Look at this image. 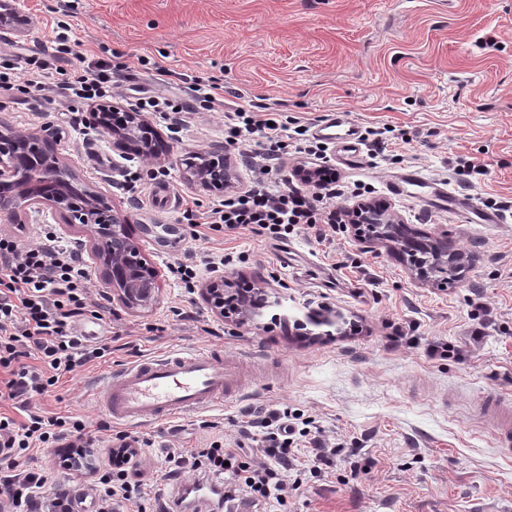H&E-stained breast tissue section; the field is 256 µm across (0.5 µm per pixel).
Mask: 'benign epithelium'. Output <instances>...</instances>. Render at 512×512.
I'll use <instances>...</instances> for the list:
<instances>
[{"instance_id":"benign-epithelium-1","label":"benign epithelium","mask_w":512,"mask_h":512,"mask_svg":"<svg viewBox=\"0 0 512 512\" xmlns=\"http://www.w3.org/2000/svg\"><path fill=\"white\" fill-rule=\"evenodd\" d=\"M100 110L112 116V124L102 127V131L112 138L114 147L125 154H137L160 167L170 160L168 149L154 146L164 140L146 113L109 103L101 105ZM180 164L189 186L212 195H222L236 188L231 163L218 150L207 154L189 152L180 159ZM73 182L72 170L58 158L46 155L43 134L19 132L0 120V219L17 224L28 207H48L67 226L81 228L89 234L90 259L108 271L104 293L113 303L130 313L151 308L157 301L156 272L143 258L138 243L128 236V216L114 209L102 193L92 187L83 188L84 203L81 211H75ZM354 211L357 218L351 228L369 247L389 243L385 233L387 225L407 228L380 206L363 204ZM447 243L445 230L434 234L411 232L412 252H428L435 258L433 267L412 265L417 280L441 286L448 284V253L443 250ZM231 284V276H218L205 283L203 295L221 317L229 314L241 324L256 322L260 314L246 301L230 310L224 308L225 296L233 292Z\"/></svg>"}]
</instances>
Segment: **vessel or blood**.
Instances as JSON below:
<instances>
[{
    "mask_svg": "<svg viewBox=\"0 0 512 512\" xmlns=\"http://www.w3.org/2000/svg\"><path fill=\"white\" fill-rule=\"evenodd\" d=\"M322 140L333 144L346 163L360 159L359 136L347 113L336 112L318 125ZM388 191L411 197L438 212L463 213L476 224H496L499 212L477 208L471 194L450 190L447 184L412 169L393 178ZM237 385L233 362L216 351L176 352L148 357L110 371L100 404L113 421L138 425L154 418L200 413L233 400Z\"/></svg>",
    "mask_w": 512,
    "mask_h": 512,
    "instance_id": "obj_1",
    "label": "vessel or blood"
}]
</instances>
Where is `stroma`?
Wrapping results in <instances>:
<instances>
[{
	"mask_svg": "<svg viewBox=\"0 0 512 512\" xmlns=\"http://www.w3.org/2000/svg\"><path fill=\"white\" fill-rule=\"evenodd\" d=\"M27 22L23 35L0 30V54L34 56L59 22L86 60L120 66L115 104L138 93L186 102L194 81L224 88V104L185 115L170 134L173 161L141 164L134 193L120 190L130 167L80 105L85 121L53 94L16 101L0 96V118L14 129H50L80 183L101 191L128 214V228L156 270L158 300L141 313L91 306L80 329L115 337L112 355L63 379L36 407L81 419L95 432L102 377L143 357L216 349L240 362L241 398L193 416L148 422L150 439L136 475L154 496L176 498L165 457L220 441L250 447L238 431L242 408L278 410L314 422L343 453L321 478L289 492L284 512H512V455L478 410L487 389L512 399V0H11ZM171 71L155 79L156 66ZM280 105L279 122L315 126L344 111L360 130L393 128L380 155L363 152L349 168L328 149L344 195L338 204L383 201L405 224L447 231L468 262L440 288L418 282L383 245L366 247L349 225L326 241L296 230L283 239L249 232L196 237L182 218L184 202L200 211L219 201L187 185L177 162L189 150L225 149L247 190L255 174L243 163L254 140L224 145V121L237 106ZM488 173L463 185V161ZM409 169L467 189L479 204L505 202L498 224L423 210L391 195L388 180ZM146 224H176L180 243L143 233ZM52 227L58 240L88 254L90 239L65 230L47 208L0 232L27 242ZM194 266V292L170 269ZM262 287L271 308L258 324L217 316L200 290L217 273ZM400 337L399 346L387 339ZM446 354L431 355L434 345Z\"/></svg>",
	"mask_w": 512,
	"mask_h": 512,
	"instance_id": "1",
	"label": "stroma"
}]
</instances>
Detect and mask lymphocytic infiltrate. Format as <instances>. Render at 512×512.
<instances>
[{"instance_id":"1","label":"lymphocytic infiltrate","mask_w":512,"mask_h":512,"mask_svg":"<svg viewBox=\"0 0 512 512\" xmlns=\"http://www.w3.org/2000/svg\"><path fill=\"white\" fill-rule=\"evenodd\" d=\"M108 61L97 60L59 72L55 89L69 100H105L112 96ZM269 103L238 107L224 124V141L232 144L255 137L260 147L261 180L247 191L224 198L205 215L209 230H247L257 236L283 238L289 228L301 226L316 239L326 240V224L341 223L332 211L326 223L318 214L324 200L334 198L331 185L306 183L281 186L272 174L287 148L305 150V126L287 129L268 123ZM89 274L77 250L57 245L53 235L26 244L0 236V403L23 408L24 420L0 412V512H71L74 495L65 474L49 479L44 472L26 468L33 443L67 440L69 448L84 449L92 441L84 424L69 416L45 415L33 410L34 397L49 393L62 375L110 355L109 344L90 341L77 324L90 305ZM243 436L256 443L255 451L225 448L212 442L174 457L169 471L179 479L183 469L199 471L219 482V512H275L285 506L288 491L298 488L305 474L320 477L336 465L338 448L322 433L306 447L293 444L295 430L284 425L279 413L251 417L240 424ZM96 494L102 505L119 501L140 508L144 492L128 481L126 469L100 476Z\"/></svg>"}]
</instances>
